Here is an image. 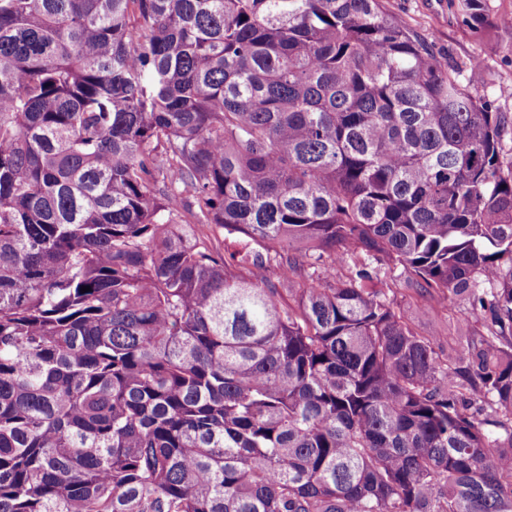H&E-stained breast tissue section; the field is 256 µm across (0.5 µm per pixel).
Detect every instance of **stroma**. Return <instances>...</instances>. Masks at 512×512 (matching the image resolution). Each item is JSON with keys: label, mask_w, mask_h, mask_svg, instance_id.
Segmentation results:
<instances>
[{"label": "stroma", "mask_w": 512, "mask_h": 512, "mask_svg": "<svg viewBox=\"0 0 512 512\" xmlns=\"http://www.w3.org/2000/svg\"><path fill=\"white\" fill-rule=\"evenodd\" d=\"M384 6L427 38L451 66L464 71L472 61H481V94L493 111L512 115V26L503 22L512 16V0H484L488 27L481 32L471 29L458 0H384ZM373 267L381 280L397 284V304L411 316L417 332L435 337L441 355L461 353L458 337L468 331L466 300L422 299L407 289L409 273L401 265L384 259Z\"/></svg>", "instance_id": "1"}]
</instances>
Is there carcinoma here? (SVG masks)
Instances as JSON below:
<instances>
[{
	"instance_id": "1",
	"label": "carcinoma",
	"mask_w": 512,
	"mask_h": 512,
	"mask_svg": "<svg viewBox=\"0 0 512 512\" xmlns=\"http://www.w3.org/2000/svg\"><path fill=\"white\" fill-rule=\"evenodd\" d=\"M509 131L383 0H0V512H512ZM372 267L381 280L395 282L400 288L396 290L398 307L412 317L417 332L423 336H436L435 348L445 357L461 353L458 336L472 329L466 326L469 318L466 300L435 296L424 302L414 291L404 289L410 288L406 284L410 274L401 265L382 258L381 261H372Z\"/></svg>"
}]
</instances>
